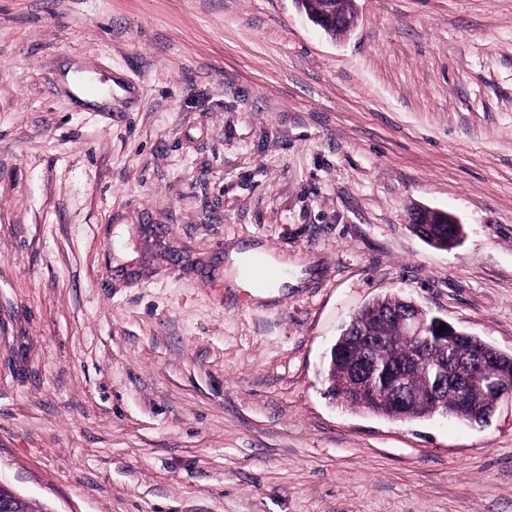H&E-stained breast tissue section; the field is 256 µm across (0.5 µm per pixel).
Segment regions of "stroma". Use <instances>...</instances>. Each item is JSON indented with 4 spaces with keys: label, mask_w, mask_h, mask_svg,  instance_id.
Returning <instances> with one entry per match:
<instances>
[{
    "label": "stroma",
    "mask_w": 512,
    "mask_h": 512,
    "mask_svg": "<svg viewBox=\"0 0 512 512\" xmlns=\"http://www.w3.org/2000/svg\"><path fill=\"white\" fill-rule=\"evenodd\" d=\"M355 5L333 38L294 0H0L1 483L49 512H512V405L397 421L324 376L390 294L512 355V0ZM256 246L298 286L228 287ZM430 211H434V210L428 209V208L418 209V211L415 215V219H414L415 223H412V225H415L416 228L422 234H424L428 237L446 235V236H448V239H449L450 235L448 234V224H453L455 227H457L456 224H461L460 221L455 216L450 215L448 217V224H425V223H422Z\"/></svg>",
    "instance_id": "1"
}]
</instances>
